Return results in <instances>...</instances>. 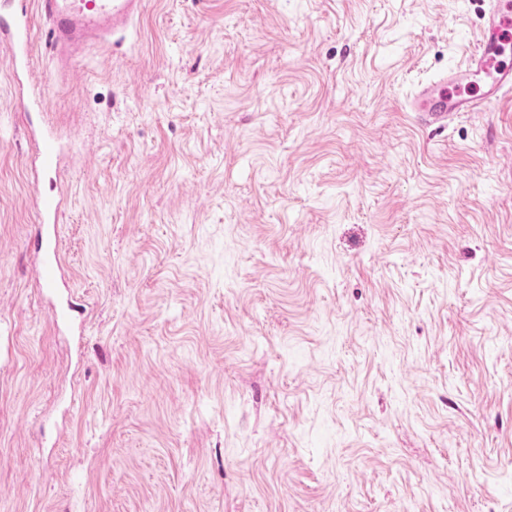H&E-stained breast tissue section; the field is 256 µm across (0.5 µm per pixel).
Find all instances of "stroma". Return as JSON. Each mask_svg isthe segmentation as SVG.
Segmentation results:
<instances>
[{"instance_id":"35a3bbf8","label":"stroma","mask_w":512,"mask_h":512,"mask_svg":"<svg viewBox=\"0 0 512 512\" xmlns=\"http://www.w3.org/2000/svg\"><path fill=\"white\" fill-rule=\"evenodd\" d=\"M487 0H145L67 68L81 334L0 48V512H512V96L408 102ZM65 208L64 197L57 193H45L38 200L39 224L36 225V236L41 254L38 273L41 285L48 293L58 289L65 265L57 241L56 225Z\"/></svg>"}]
</instances>
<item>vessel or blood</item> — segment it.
Masks as SVG:
<instances>
[{
	"label": "vessel or blood",
	"mask_w": 512,
	"mask_h": 512,
	"mask_svg": "<svg viewBox=\"0 0 512 512\" xmlns=\"http://www.w3.org/2000/svg\"><path fill=\"white\" fill-rule=\"evenodd\" d=\"M142 0H0V46L14 75H22L33 62L32 19L50 23L51 44L59 62L76 58L87 45L101 42L125 29L139 14ZM512 0H489L480 38L465 62L421 85L411 107L422 124L444 126L463 112H475L512 92ZM40 174L58 175L62 162V136L43 121L45 93L29 90L22 99ZM66 208L63 196L46 193L38 200V238L41 260L39 280L46 292H55L64 267L57 241V223Z\"/></svg>",
	"instance_id": "vessel-or-blood-1"
}]
</instances>
